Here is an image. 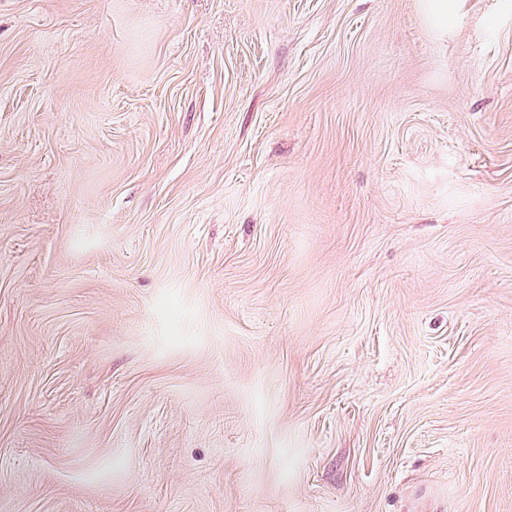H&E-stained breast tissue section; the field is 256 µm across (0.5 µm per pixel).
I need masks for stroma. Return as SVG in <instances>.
Returning a JSON list of instances; mask_svg holds the SVG:
<instances>
[{"instance_id":"1","label":"stroma","mask_w":512,"mask_h":512,"mask_svg":"<svg viewBox=\"0 0 512 512\" xmlns=\"http://www.w3.org/2000/svg\"><path fill=\"white\" fill-rule=\"evenodd\" d=\"M0 512H512V0H0Z\"/></svg>"}]
</instances>
